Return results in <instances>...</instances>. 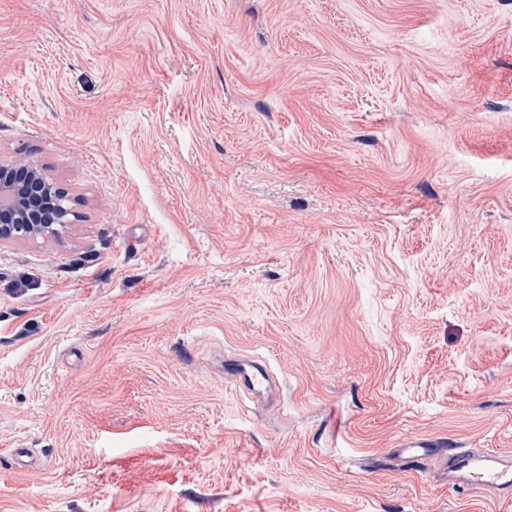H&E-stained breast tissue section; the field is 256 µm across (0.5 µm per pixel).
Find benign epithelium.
<instances>
[{
  "label": "benign epithelium",
  "instance_id": "obj_1",
  "mask_svg": "<svg viewBox=\"0 0 512 512\" xmlns=\"http://www.w3.org/2000/svg\"><path fill=\"white\" fill-rule=\"evenodd\" d=\"M67 197L40 168L0 163V242L57 234L71 223Z\"/></svg>",
  "mask_w": 512,
  "mask_h": 512
}]
</instances>
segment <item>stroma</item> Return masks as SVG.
Segmentation results:
<instances>
[{"mask_svg":"<svg viewBox=\"0 0 512 512\" xmlns=\"http://www.w3.org/2000/svg\"><path fill=\"white\" fill-rule=\"evenodd\" d=\"M0 160V512H512V0H0ZM67 197L37 166L0 163V242L57 234L71 223ZM226 373L254 395L263 396L269 390L270 381L265 370L252 361L232 360L226 367ZM397 448L399 456L412 461L431 458L438 461L448 478L459 486L480 490L501 491L512 487V467L504 466L498 457L491 454L461 452L447 454L446 448L432 439L407 440Z\"/></svg>","mask_w":512,"mask_h":512,"instance_id":"stroma-1","label":"stroma"}]
</instances>
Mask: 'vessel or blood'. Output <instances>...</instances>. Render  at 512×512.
<instances>
[{"mask_svg": "<svg viewBox=\"0 0 512 512\" xmlns=\"http://www.w3.org/2000/svg\"><path fill=\"white\" fill-rule=\"evenodd\" d=\"M226 373L257 396L265 395L270 387L265 370L252 361H230ZM399 455L418 461L431 458L438 461L449 478L458 485L480 490L501 491L512 488V467L502 465L498 457L490 454L461 452L447 453L432 439L408 440L398 450Z\"/></svg>", "mask_w": 512, "mask_h": 512, "instance_id": "b4317fda", "label": "vessel or blood"}]
</instances>
